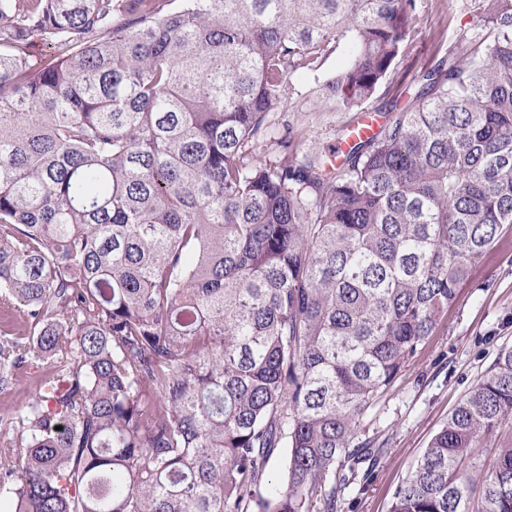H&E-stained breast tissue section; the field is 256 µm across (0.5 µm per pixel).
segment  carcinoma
I'll use <instances>...</instances> for the list:
<instances>
[{"instance_id": "1", "label": "carcinoma", "mask_w": 512, "mask_h": 512, "mask_svg": "<svg viewBox=\"0 0 512 512\" xmlns=\"http://www.w3.org/2000/svg\"><path fill=\"white\" fill-rule=\"evenodd\" d=\"M474 3L330 169L249 154L342 44L321 101H369L417 0H0V390L51 366L0 437L6 512H337L364 413L512 225V0ZM511 417L505 347L389 512H512Z\"/></svg>"}]
</instances>
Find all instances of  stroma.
Returning <instances> with one entry per match:
<instances>
[{
    "mask_svg": "<svg viewBox=\"0 0 512 512\" xmlns=\"http://www.w3.org/2000/svg\"><path fill=\"white\" fill-rule=\"evenodd\" d=\"M423 22L411 30L393 65V73L365 110L385 115L395 96L408 88L414 73L431 57L464 53L465 38L477 18L472 0H418ZM310 78H295L289 93L297 111L282 112L278 124L302 126L307 143L324 159L339 164L336 146L358 112H329L309 89ZM512 347V226L476 263L439 330L430 337L361 420L358 440H372L381 455L370 476L355 473L339 503V512H389L393 495L447 420L460 399L491 365L499 350ZM50 367L36 362L0 394V419L31 399Z\"/></svg>",
    "mask_w": 512,
    "mask_h": 512,
    "instance_id": "obj_1",
    "label": "stroma"
}]
</instances>
